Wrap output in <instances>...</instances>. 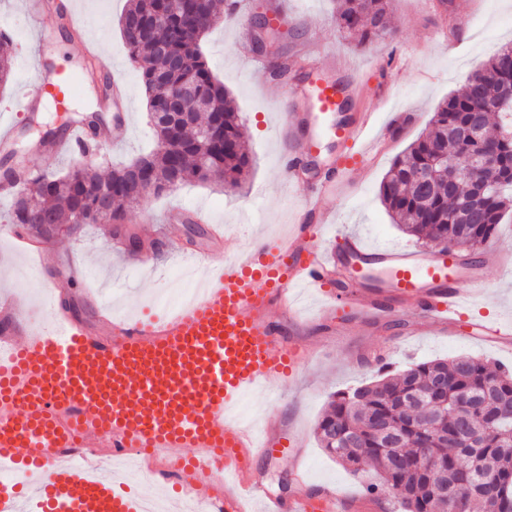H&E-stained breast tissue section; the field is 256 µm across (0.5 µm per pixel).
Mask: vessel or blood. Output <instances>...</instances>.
<instances>
[{
    "instance_id": "b4317fda",
    "label": "vessel or blood",
    "mask_w": 512,
    "mask_h": 512,
    "mask_svg": "<svg viewBox=\"0 0 512 512\" xmlns=\"http://www.w3.org/2000/svg\"><path fill=\"white\" fill-rule=\"evenodd\" d=\"M27 14L38 55L52 38L42 0H30ZM341 70L329 62L287 90L279 135L290 147L284 167L293 188L303 190V167L321 159L325 141L353 148L330 161L331 176L308 200L312 211L389 146L375 129L374 112H341L352 90L337 81ZM71 90L61 73L39 72L24 105L35 107L49 97L62 105ZM129 124L124 101L112 115L113 143L126 140ZM90 137L86 123L76 122L48 151H80ZM319 232V225L301 220L283 237L261 236L243 249L203 253L199 300L135 318L103 313L94 330L60 303L56 279H47L53 299L30 326L16 318L21 302L1 294L0 469L33 479L34 487L24 497L11 487L0 490V512H140L141 498L121 489L119 478L105 477L102 461L57 460V452L73 447L168 452L170 460L196 473L188 491L195 512H247L249 499L266 502L268 512H369V499L346 502L335 491L284 505L256 482L219 489L211 481L217 469H239L291 445L227 415L246 394L293 377L304 361V350L282 336L273 312L296 317L299 292L313 290L325 300L318 313L326 319L347 307L356 318L386 320L409 306L422 312L425 324L445 326L460 322L481 292L483 274L479 260L448 250L370 246L357 235L337 236L335 246L322 252L314 245ZM9 233L21 253L47 269L48 246L19 228ZM372 269L380 273L374 283ZM480 333L497 346L512 345L510 322L483 319Z\"/></svg>"
}]
</instances>
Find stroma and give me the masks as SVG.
I'll return each instance as SVG.
<instances>
[{"instance_id": "1", "label": "stroma", "mask_w": 512, "mask_h": 512, "mask_svg": "<svg viewBox=\"0 0 512 512\" xmlns=\"http://www.w3.org/2000/svg\"><path fill=\"white\" fill-rule=\"evenodd\" d=\"M286 15L282 27L289 35L281 45L284 58L297 60L311 71L321 59L337 58L349 68L360 92L350 102L351 111L368 109L386 122L389 114H414L413 124L397 135L390 148L373 167L351 178L336 196L326 200V222L315 245L326 250L334 245L337 228L360 234L372 246H414L415 241L398 229L388 216L378 188L392 160L423 131L439 103L460 92L470 74L501 46L512 42V0H391L393 38L357 44L341 32L334 21L336 0H278ZM82 34L71 26L57 28L53 42L43 54L55 70L80 75L85 66L83 39L98 43L102 60L118 69L130 91L131 124L126 142L114 147L90 148L88 159L102 175L113 165L130 161L154 148L156 139L149 123L146 96L138 71L132 66L121 38L118 20L127 0H70ZM26 0H0V30L10 41L13 73L6 89H0V122L19 124L21 135L16 151L28 173L63 175L69 157L51 159L31 154L38 136L30 128L33 117L55 123V108L40 105L36 113L20 109L19 93L34 78L29 57L32 28L25 14ZM217 9L223 17L202 39L201 46L214 76L234 99L243 127V144L252 158L251 171L240 189L224 190L214 183H190L170 195L147 196L126 212L146 246L159 252L155 267L144 269L129 258L126 249L115 245L112 227L88 224L76 235L55 236L50 243L57 262L71 251H81L93 285L103 288V301L114 315L125 317L154 307L166 289L176 287L178 267L189 258L175 252L178 244L193 249H210L214 243L202 224H168L164 218L175 207L204 208L211 222L223 225L228 238L249 243L258 236L287 233L304 212V201L289 190L277 167L286 146L277 134L281 100L286 82L260 81L249 67L256 52L239 38L236 20L226 18V0ZM12 209L11 199L0 198V293L11 290L21 302L44 304L43 289L30 275L31 263L17 252L5 229ZM486 285L471 302L459 333L447 329L421 328L420 314L409 309L395 313L386 324L355 321L345 336L332 324L315 317V302L305 298L300 306L301 322L289 329V337L307 348L308 355L292 382L251 393L239 414L255 427L272 421L274 432L286 433L293 441V454H274L253 459L249 476L273 496L288 501L298 491L312 495L326 488L341 490L347 497L363 495L375 482L372 466L351 470L320 448L316 424L333 393L364 385L377 377L374 353L382 349L393 368L411 362L452 360L471 355L492 364L512 367V352L499 350L477 334L476 322L484 317L512 321V222L499 225L495 238L481 251ZM292 476L290 489L278 481Z\"/></svg>"}]
</instances>
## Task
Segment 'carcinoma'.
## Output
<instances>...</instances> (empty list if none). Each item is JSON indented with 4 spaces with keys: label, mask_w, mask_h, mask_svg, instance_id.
<instances>
[{
    "label": "carcinoma",
    "mask_w": 512,
    "mask_h": 512,
    "mask_svg": "<svg viewBox=\"0 0 512 512\" xmlns=\"http://www.w3.org/2000/svg\"><path fill=\"white\" fill-rule=\"evenodd\" d=\"M191 14L173 10L167 0H128L119 20L129 59L140 73L149 111L165 105L152 74L167 61L155 52L158 43L171 44L182 58L172 80H190L201 91L207 116L173 135L154 124V150L99 176L77 161L64 175H34L15 193L12 223L30 227L49 222L75 235L84 224L117 222L125 208L140 198L128 192L133 172L149 164L156 184L153 195L170 193L184 184L219 182L238 188L252 167L242 145L241 119L232 100L208 67L201 38L219 22L215 0H193ZM165 12V24L149 38L136 39L132 20ZM340 30L360 42L392 37L388 0H340L336 13ZM512 83V44L500 48L483 66L477 82L465 85L433 113L431 130L414 140L391 163L379 187V198L393 223L420 242L443 250L474 253L495 237L498 224L512 213V102L503 103L501 132H487L481 118V140L465 136L468 113L480 99L496 100L502 87ZM220 123L229 147L218 150L200 137L211 120ZM496 145L502 180L481 198L468 192L464 181L448 188L437 173L426 182L417 174L442 153L448 163L464 168L468 152ZM112 202V214L104 207ZM321 448L331 458L352 467L371 463L379 481L367 487L384 495L391 485L400 490L401 512H444L446 503L435 495V476L460 474V455L478 449L479 465L467 480L468 492L459 499L460 512H512V370L491 366L471 357L450 362L412 364L392 374L381 366L379 379L333 394L328 410L317 424Z\"/></svg>",
    "instance_id": "1"
}]
</instances>
